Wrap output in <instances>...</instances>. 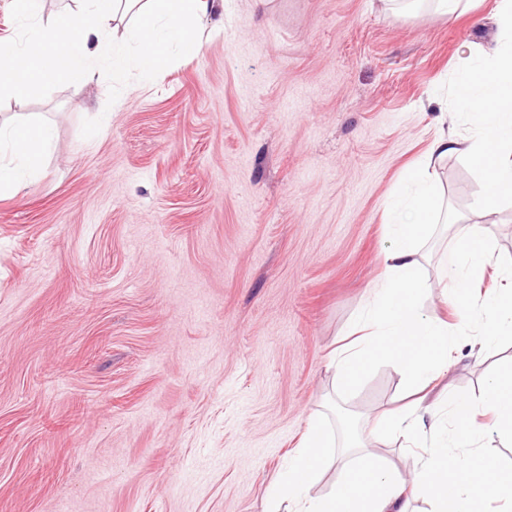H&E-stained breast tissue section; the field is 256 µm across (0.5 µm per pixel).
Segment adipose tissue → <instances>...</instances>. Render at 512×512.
Listing matches in <instances>:
<instances>
[{
	"label": "adipose tissue",
	"instance_id": "adipose-tissue-1",
	"mask_svg": "<svg viewBox=\"0 0 512 512\" xmlns=\"http://www.w3.org/2000/svg\"><path fill=\"white\" fill-rule=\"evenodd\" d=\"M35 2L15 4L31 22L26 42L0 39V98L24 97L49 77L86 84L104 61L117 69L135 65L144 80H154L172 49L199 52L195 30L216 12L220 0H82L78 10L47 24L37 19ZM494 16L499 29L494 45L464 51L457 82V107L474 134L460 139L440 131L424 165L392 195L386 207L387 279L371 288L370 309L356 318L349 342L335 349L330 360L335 379L346 386L357 384L370 365L394 362L407 377L410 400L368 419L360 432L348 435L342 452L322 419H310L301 447L279 476L273 512H411L419 497L433 499L434 512H474V503L486 499L512 502V474H503L495 459L471 450L484 432L474 419L478 408L491 415L494 430L512 438V380L490 378L477 406L457 407L449 431L442 430L437 409L426 402L444 381L473 321L481 323L474 352L512 337V290L478 299L471 294L472 284L497 260L485 227L456 230L443 267L455 323L424 315L415 302L422 284L419 252L442 214L436 162L455 155L475 166L483 182L475 211L488 216L501 203H512V0H496ZM124 19L133 25L137 51L132 57L108 39L113 22ZM53 144L46 123L30 117L0 122V148L13 155L10 163H0V192H18L26 178L38 175ZM379 434L405 442L426 435L433 439L415 478L402 476L368 448V439ZM331 466L340 469L341 479L329 494L311 495L312 485Z\"/></svg>",
	"mask_w": 512,
	"mask_h": 512
}]
</instances>
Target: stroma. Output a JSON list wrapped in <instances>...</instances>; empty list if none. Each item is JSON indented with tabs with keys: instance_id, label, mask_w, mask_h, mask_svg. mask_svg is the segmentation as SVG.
<instances>
[{
	"instance_id": "stroma-1",
	"label": "stroma",
	"mask_w": 512,
	"mask_h": 512,
	"mask_svg": "<svg viewBox=\"0 0 512 512\" xmlns=\"http://www.w3.org/2000/svg\"><path fill=\"white\" fill-rule=\"evenodd\" d=\"M495 0L445 18L383 0H224L194 56L152 83L102 68L0 116L55 139L0 194V512H271L309 416L343 443L403 388L392 363L342 388L329 369L384 274L385 206L452 113L463 46ZM476 222L474 169L439 170ZM488 231L512 286V207ZM452 231L420 251L422 313L453 321ZM512 343L457 353L447 400L475 403ZM373 450L412 474L430 440Z\"/></svg>"
}]
</instances>
